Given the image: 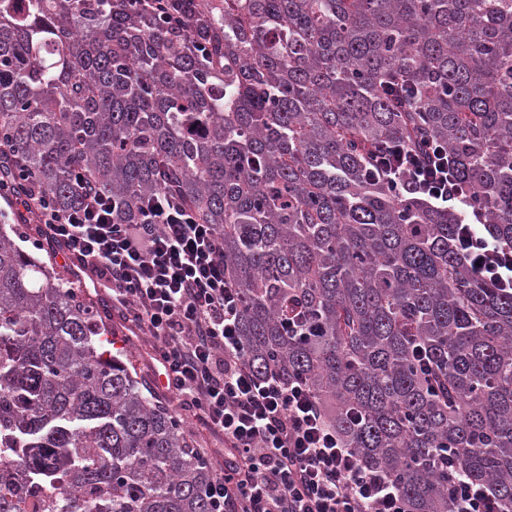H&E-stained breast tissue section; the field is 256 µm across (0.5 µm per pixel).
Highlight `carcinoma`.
<instances>
[{
    "instance_id": "1",
    "label": "carcinoma",
    "mask_w": 512,
    "mask_h": 512,
    "mask_svg": "<svg viewBox=\"0 0 512 512\" xmlns=\"http://www.w3.org/2000/svg\"><path fill=\"white\" fill-rule=\"evenodd\" d=\"M0 142L60 209L74 172L123 224L175 191L224 237L257 371L305 379L406 512H452L448 450L512 512V293L454 249L475 215L512 247V0H0ZM433 145L464 212L365 176ZM110 334L0 225V433L47 512H210L214 472ZM21 465L0 512H27ZM14 483L27 501L32 504L33 508L29 512H42L47 493L45 488L40 484L33 483L27 471L22 467L15 469Z\"/></svg>"
}]
</instances>
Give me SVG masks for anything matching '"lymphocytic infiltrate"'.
I'll use <instances>...</instances> for the list:
<instances>
[{
    "label": "lymphocytic infiltrate",
    "instance_id": "lymphocytic-infiltrate-1",
    "mask_svg": "<svg viewBox=\"0 0 512 512\" xmlns=\"http://www.w3.org/2000/svg\"><path fill=\"white\" fill-rule=\"evenodd\" d=\"M371 176L407 177L439 206L465 203L469 191L438 150L399 147L375 155ZM79 204L57 209L41 190L0 176V199L36 214L39 240L103 288L110 313L152 342L150 359L183 417L224 440V468L208 490L210 512H405L395 481L362 466L328 423L305 381L280 369L257 374L245 356L242 305L224 269L214 225L164 194L141 224H119L112 202L76 177ZM456 249L473 271L512 291V248L482 225H461ZM454 512H502L485 486L456 476Z\"/></svg>",
    "mask_w": 512,
    "mask_h": 512
}]
</instances>
